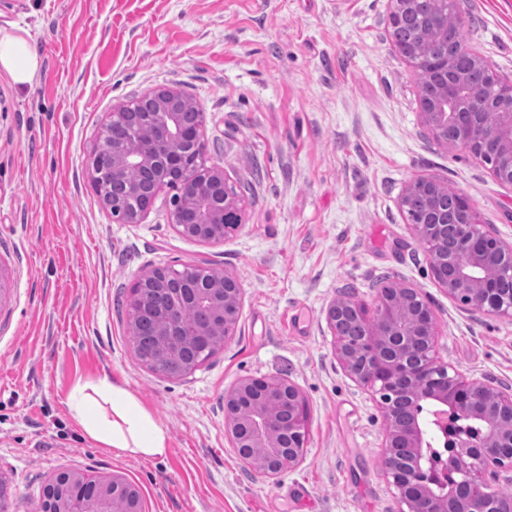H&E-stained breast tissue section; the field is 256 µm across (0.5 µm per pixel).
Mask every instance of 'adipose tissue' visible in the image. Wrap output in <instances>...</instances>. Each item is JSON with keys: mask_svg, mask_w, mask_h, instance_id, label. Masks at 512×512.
<instances>
[{"mask_svg": "<svg viewBox=\"0 0 512 512\" xmlns=\"http://www.w3.org/2000/svg\"><path fill=\"white\" fill-rule=\"evenodd\" d=\"M42 66L37 49L24 37L0 31V74L24 88L34 84ZM69 409L93 441L144 459L166 457L170 435L115 379L102 378L77 388Z\"/></svg>", "mask_w": 512, "mask_h": 512, "instance_id": "1", "label": "adipose tissue"}]
</instances>
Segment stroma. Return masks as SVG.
Wrapping results in <instances>:
<instances>
[{
    "label": "stroma",
    "mask_w": 512,
    "mask_h": 512,
    "mask_svg": "<svg viewBox=\"0 0 512 512\" xmlns=\"http://www.w3.org/2000/svg\"><path fill=\"white\" fill-rule=\"evenodd\" d=\"M462 10L468 50L512 83V0ZM0 30L43 58L32 87L0 76L6 512H35L61 469L123 475L144 512H400L379 396L338 364L325 310L344 292L372 302L384 277L412 285L436 310L438 360L512 390V321L449 298L399 207L412 180L432 176L510 244L512 185L423 125L387 0H0ZM155 87L196 101L206 162L246 201L223 241L179 235L170 188L143 223L121 224L92 187L87 156L113 104ZM181 264L235 271L244 299L235 336L170 379L136 356L127 303L142 271ZM267 374L295 382L309 412L301 463L274 480L224 434L225 391ZM106 376L167 427L164 459L84 437L68 398Z\"/></svg>",
    "instance_id": "1"
}]
</instances>
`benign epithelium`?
<instances>
[{"label": "benign epithelium", "mask_w": 512, "mask_h": 512, "mask_svg": "<svg viewBox=\"0 0 512 512\" xmlns=\"http://www.w3.org/2000/svg\"><path fill=\"white\" fill-rule=\"evenodd\" d=\"M427 18L446 49L440 62L426 59L416 47H403L418 81L423 122L445 146L491 164L493 177L512 184V84L487 93L471 83L461 66L485 67L466 57L448 31L462 23L458 0H434ZM391 25H415L416 0H388ZM496 112V122L481 123ZM206 153L203 113L175 88H155L135 101L112 107L89 155L93 188L121 224L141 223L158 191H176L172 226L182 236L204 242L224 239L226 216L240 213L245 202L223 167L202 163ZM135 171L139 179H128ZM428 200L425 215L413 224L435 281L463 307L512 320V244L477 221L474 206L462 192L448 194L437 179L412 180L400 205ZM12 279L0 260V309L11 302ZM197 305L203 317L187 328L182 311ZM243 308V286L232 270L184 265L143 271L129 300L133 336L170 340L146 364L152 372L183 376L214 355L236 333ZM334 336L338 363L356 382L377 389L387 421L382 450L385 475L398 491L402 512H506L491 485L475 477L490 467L512 468V393L470 379L435 356L436 312L419 289L410 285L377 291L369 309L349 295L336 296L325 311ZM355 322L357 342L344 333ZM453 409L473 421L483 443L463 457L449 452L446 468L457 475L451 486L434 491L419 477L433 476L423 455L424 425L409 417L418 406ZM308 412L300 388L280 375L248 376L224 393V431L235 454L268 478H277L301 462L308 436ZM127 480L114 474L92 478L69 470L55 472L43 488L38 512H117Z\"/></svg>", "instance_id": "7a95c632"}]
</instances>
